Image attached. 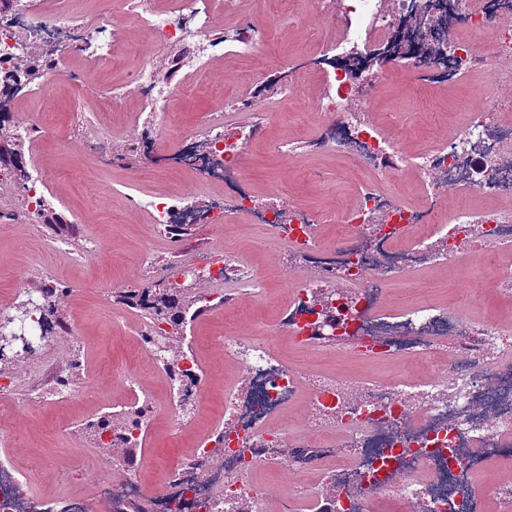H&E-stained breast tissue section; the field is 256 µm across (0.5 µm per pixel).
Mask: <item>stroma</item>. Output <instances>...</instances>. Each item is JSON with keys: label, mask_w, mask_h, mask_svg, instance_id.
Returning a JSON list of instances; mask_svg holds the SVG:
<instances>
[{"label": "stroma", "mask_w": 512, "mask_h": 512, "mask_svg": "<svg viewBox=\"0 0 512 512\" xmlns=\"http://www.w3.org/2000/svg\"><path fill=\"white\" fill-rule=\"evenodd\" d=\"M267 19L270 23L267 59H256L254 67L265 60L284 62L292 66L304 62L307 51L319 32L307 27L300 11L282 12L280 0H268ZM238 62L224 58L213 67L207 93L181 99L176 108L179 122L193 126L199 114L209 111L215 101L236 97L239 85L225 81V73L237 70ZM129 76L122 63L108 69H96L80 57H72L68 81L51 101L32 93H22L11 103L12 113H49L53 130L49 138L37 145H26L25 151L37 159L50 176L48 203L67 221L62 234L44 229V242L31 238L24 225L16 224L0 232V299L12 303L24 300L26 291L43 287L54 280L70 283L73 291L58 303V313L64 321L77 323L80 334L74 344L60 342L42 347L29 361L13 372V386L0 410V427L11 435L24 438V451L33 463L45 464L47 473L42 488H55L54 474L76 463L75 449H83L94 462L97 474L117 478L121 469L102 453L96 440L88 434L86 424L94 418V404L80 395L66 402H56L47 373L67 372L74 386H83L95 367H113L122 363L131 346L130 332L113 324L112 313L120 309L115 293L101 294L102 284L120 285L134 282L147 288L155 284L174 282L182 262L179 244L168 239H148L143 218L128 207L113 210L103 193L105 183L122 184L139 180L145 189L193 197L197 206H205L195 179L173 172L169 157L171 143L158 144L155 149L158 164L139 158L130 162L127 149L131 144L134 105L113 113L107 134L83 130L70 115L71 97L89 94L106 84H118ZM312 88H305L300 97L288 106H275V118L266 136L249 151L246 169L257 191L274 193L296 200L314 211L333 210L350 204L355 188L364 177L362 171L347 159L333 154H314L296 162H287L274 150L282 139H303L312 131ZM417 89L410 75L403 70L392 72L376 97L375 118L386 121L396 117V131L407 146H415L426 132V125L416 112ZM67 243L65 250L50 247L55 237ZM257 231L251 224H228L223 238L211 236L206 225H190L186 241L199 249L220 246L227 241L238 246L241 254L262 274L275 268H288L290 257L285 246L258 249L254 246ZM151 247L152 266H143L140 254ZM24 271L23 286H16L13 275ZM474 275L484 285L480 302L474 308L482 319L512 323V297L497 291L495 270L478 267ZM278 349L289 363L307 364L311 370L326 374L341 373L353 377H389L396 369L390 364H366L350 357L336 359L295 349L288 339H280ZM40 396L37 409H30L33 396ZM70 422L69 431H61V422ZM212 426L209 414H199L195 425L180 437L168 434L164 420H157L147 447L137 452L138 463L144 464L148 485H156L163 464L183 454L194 441Z\"/></svg>", "instance_id": "35a3bbf8"}]
</instances>
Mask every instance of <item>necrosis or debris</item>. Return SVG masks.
<instances>
[{
    "instance_id": "1",
    "label": "necrosis or debris",
    "mask_w": 512,
    "mask_h": 512,
    "mask_svg": "<svg viewBox=\"0 0 512 512\" xmlns=\"http://www.w3.org/2000/svg\"><path fill=\"white\" fill-rule=\"evenodd\" d=\"M305 16L327 24L330 35L312 50L304 79L315 87L312 137L284 141L278 149L296 160L312 152L350 158L370 174L353 202L335 211H313L258 193L246 173L250 148L271 122V104L293 98L295 77L280 67L250 70L233 101L248 121L225 127L220 108L203 113L195 128L172 129L178 87H199L226 56L250 62L266 44L268 27L255 13L222 20L223 0H116L111 12L89 13L78 0H11L0 14V71L22 75L33 48L48 58L40 96L54 95L66 77L74 47H87L96 67L122 60L130 72L120 87L98 94L93 107L76 101V119L94 110L100 123L136 102L146 138L173 140L179 172L201 188L223 186L207 211L185 197L145 190L128 195L153 232L175 239L179 224H207L223 235L228 224L256 225L261 246L286 243L300 257L296 271H280L288 304L274 325L258 332L236 328L211 337V345L244 374L224 388L213 428L195 448L162 467L156 489L140 471L116 481L88 475V492H37L41 472L16 452L0 458V512H122L151 495L155 512H270L268 487L259 474H276L282 460L299 462V478L281 493L282 512H308L323 484L335 483L328 512H376L380 498L408 512H479L493 498L496 512H512V487L484 482L491 467L512 476V324L471 317L468 300L474 263L498 265L512 288V0H302ZM139 27L148 50H128L115 34L116 18ZM94 45H87V33ZM410 67L422 88L467 86L460 121L407 150L391 126L377 122L378 88L398 66ZM169 69L177 83L162 79ZM49 176L32 164L22 212L1 224L42 227L35 214L46 201ZM338 227L335 242L320 228ZM458 270L453 307L420 298L385 308L393 283L419 284L427 260ZM203 273L210 282L233 280L252 287L254 275L238 250L191 257L180 276ZM253 289V287H252ZM266 293L253 289L263 303ZM178 353L163 348L165 324L133 331V351L112 377L120 396L98 407L99 416L138 412L130 434L146 443L159 413L179 436L202 410L212 389L197 352L196 313L186 314ZM305 351L354 356L401 367L388 379L339 375L320 378L288 364L279 336ZM166 382L158 403L145 374ZM304 405L307 426L295 432L286 417ZM220 466H212L213 455Z\"/></svg>"
}]
</instances>
